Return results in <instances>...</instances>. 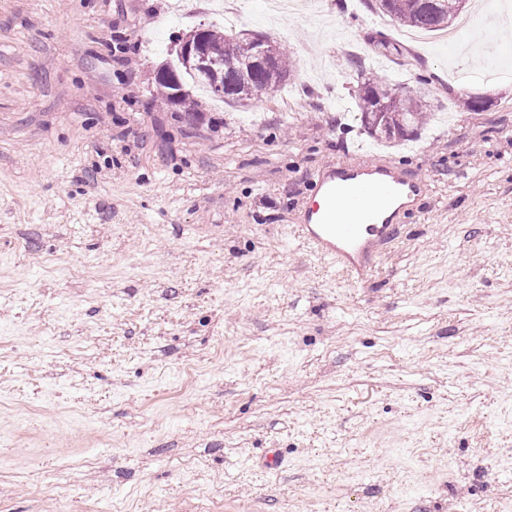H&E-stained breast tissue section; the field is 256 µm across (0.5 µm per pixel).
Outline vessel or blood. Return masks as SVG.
Segmentation results:
<instances>
[{
    "label": "vessel or blood",
    "instance_id": "b4317fda",
    "mask_svg": "<svg viewBox=\"0 0 512 512\" xmlns=\"http://www.w3.org/2000/svg\"><path fill=\"white\" fill-rule=\"evenodd\" d=\"M313 185L300 237L354 280L366 281L379 247L395 238V217L420 195L421 181L384 166L342 162L320 172Z\"/></svg>",
    "mask_w": 512,
    "mask_h": 512
}]
</instances>
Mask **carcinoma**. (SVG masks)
<instances>
[{
	"label": "carcinoma",
	"instance_id": "1",
	"mask_svg": "<svg viewBox=\"0 0 512 512\" xmlns=\"http://www.w3.org/2000/svg\"><path fill=\"white\" fill-rule=\"evenodd\" d=\"M379 10L399 19L403 24L427 31L448 27L459 15L457 0H376ZM207 41L219 50V56L205 70V75L192 80L212 94L234 102L259 96L288 80V55L280 45L274 47L272 66L265 67L257 55V39L226 34L210 29ZM377 82L364 79L359 88L360 122L374 138L390 142L411 136L426 120L420 100L409 91L401 96L388 112L373 95Z\"/></svg>",
	"mask_w": 512,
	"mask_h": 512
}]
</instances>
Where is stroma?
<instances>
[{
  "label": "stroma",
  "mask_w": 512,
  "mask_h": 512,
  "mask_svg": "<svg viewBox=\"0 0 512 512\" xmlns=\"http://www.w3.org/2000/svg\"><path fill=\"white\" fill-rule=\"evenodd\" d=\"M231 5L291 76L189 115L155 77L208 0H0V512H499L512 39L466 81L374 0ZM365 72L421 96L412 141L364 132ZM356 159L426 183L364 283L297 231Z\"/></svg>",
  "instance_id": "obj_1"
}]
</instances>
